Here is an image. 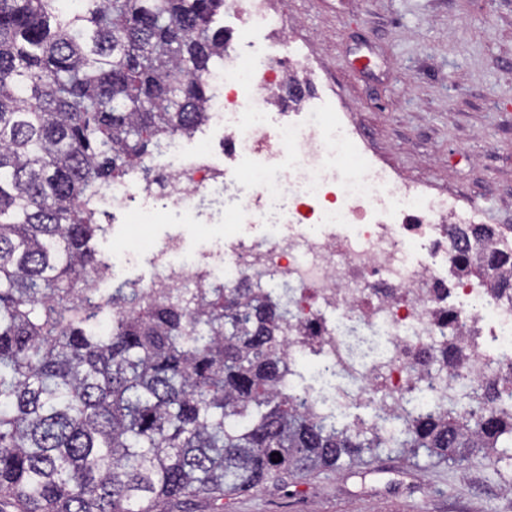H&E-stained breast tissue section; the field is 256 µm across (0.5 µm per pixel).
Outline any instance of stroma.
I'll list each match as a JSON object with an SVG mask.
<instances>
[{
  "mask_svg": "<svg viewBox=\"0 0 512 512\" xmlns=\"http://www.w3.org/2000/svg\"><path fill=\"white\" fill-rule=\"evenodd\" d=\"M375 155L405 180L512 225V0H277ZM369 57L362 67L360 57ZM224 222L143 226L116 213L97 247L150 232L188 253L224 245ZM512 459L439 461L388 449L336 471L282 474L224 512H512Z\"/></svg>",
  "mask_w": 512,
  "mask_h": 512,
  "instance_id": "obj_1",
  "label": "stroma"
}]
</instances>
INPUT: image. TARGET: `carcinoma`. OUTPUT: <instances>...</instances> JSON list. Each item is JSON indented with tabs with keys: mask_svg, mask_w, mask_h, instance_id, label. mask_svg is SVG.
<instances>
[{
	"mask_svg": "<svg viewBox=\"0 0 512 512\" xmlns=\"http://www.w3.org/2000/svg\"><path fill=\"white\" fill-rule=\"evenodd\" d=\"M224 0H0V512H172L382 447H512V390L396 437L326 425L281 388L287 310L261 287L107 294L92 208L148 146L207 123ZM512 267V251L487 258ZM111 323L101 335L95 320ZM282 460L272 461V453Z\"/></svg>",
	"mask_w": 512,
	"mask_h": 512,
	"instance_id": "1",
	"label": "carcinoma"
}]
</instances>
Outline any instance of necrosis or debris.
I'll list each match as a JSON object with an SVG mask.
<instances>
[{"mask_svg":"<svg viewBox=\"0 0 512 512\" xmlns=\"http://www.w3.org/2000/svg\"><path fill=\"white\" fill-rule=\"evenodd\" d=\"M224 11L270 33L288 32L273 0H224ZM289 65L305 74L311 60L293 44L287 56L257 58L245 30L209 75L208 124L223 129L225 154L250 161L248 180H227L204 137L190 154L182 137L169 139L153 159L164 208L191 214L205 200L222 199L233 223L263 224L284 214L286 232L226 236L218 263L209 253H185L177 237L135 254L105 251L104 262L114 268L147 258L151 290L204 283L289 289L282 386L329 423L337 408L363 401L370 414L351 421V429L373 427L387 437L402 428L405 414L447 407L461 380L490 378L497 388H512V298L494 297L482 279L455 272L463 255L484 266L489 245L455 235L461 218L452 198L400 182L351 135L331 100L315 99L272 124L273 107L286 102L281 87ZM352 330L385 334L389 344L378 359L358 363L348 348ZM444 340L457 358L428 382ZM310 362L329 380L327 392L301 386L300 369Z\"/></svg>","mask_w":512,"mask_h":512,"instance_id":"1","label":"necrosis or debris"}]
</instances>
